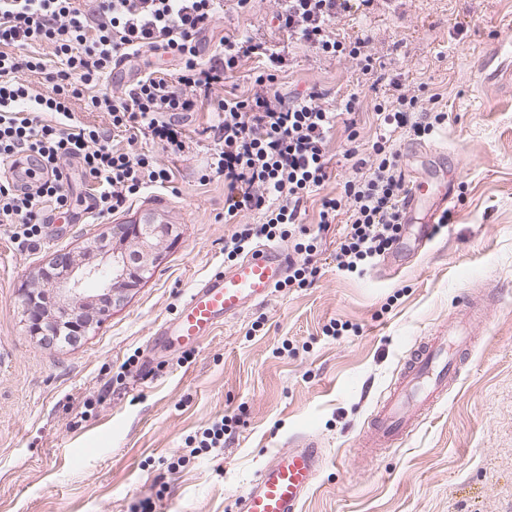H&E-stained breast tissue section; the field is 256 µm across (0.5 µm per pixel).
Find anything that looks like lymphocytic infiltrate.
Instances as JSON below:
<instances>
[{
    "instance_id": "f902f5d3",
    "label": "lymphocytic infiltrate",
    "mask_w": 512,
    "mask_h": 512,
    "mask_svg": "<svg viewBox=\"0 0 512 512\" xmlns=\"http://www.w3.org/2000/svg\"><path fill=\"white\" fill-rule=\"evenodd\" d=\"M251 0H0V163L28 154L37 168L20 180H0V227H8L17 245L35 249L43 225L67 206L73 174L88 185L92 209L103 217L123 209L147 187L165 188L171 169L153 156L115 150L113 132L148 137L173 155L190 152L184 121L197 104L213 107L215 120L206 132L219 149L209 168L227 188L226 215L247 209L262 214L259 224H244L224 243L226 257L248 249L254 238H295L289 257V283L304 286L315 278L310 257L320 231L347 210L348 231L336 257L347 271L362 270L390 252L403 222L400 196L405 175L392 135L403 130L416 139L430 136L447 115L421 109L415 98L398 95L376 106L379 132L370 158L358 146L344 152L354 177L344 184L343 198H327L317 232L301 224L309 193L329 177L326 146L337 122L357 124V94H350L343 114L326 108L314 91L286 97L270 87L247 94L228 91L212 100L214 86L233 79L240 62L256 57L279 70L284 52L250 34L227 33L219 52L200 62L201 37L224 12L249 7ZM352 8V0H278L275 18L287 40L302 41L321 53L348 54L363 74L377 67L363 41L339 39L336 21ZM47 41L61 59L48 71L43 58L17 56L22 47ZM170 54L181 62L178 75L148 72L126 86L121 95L107 86L116 62L145 52ZM47 72L46 92L31 93L20 71ZM86 97L95 111L106 113L109 127L77 121L72 101Z\"/></svg>"
}]
</instances>
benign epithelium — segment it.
Listing matches in <instances>:
<instances>
[{"instance_id":"1","label":"benign epithelium","mask_w":512,"mask_h":512,"mask_svg":"<svg viewBox=\"0 0 512 512\" xmlns=\"http://www.w3.org/2000/svg\"><path fill=\"white\" fill-rule=\"evenodd\" d=\"M178 236L176 224H123L97 237L112 242L99 251L98 263L70 256L55 261L23 293L30 332L48 340H67L76 326L89 332L109 309L127 302Z\"/></svg>"}]
</instances>
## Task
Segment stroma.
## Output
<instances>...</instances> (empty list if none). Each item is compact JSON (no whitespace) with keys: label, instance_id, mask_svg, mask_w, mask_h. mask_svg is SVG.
<instances>
[{"label":"stroma","instance_id":"stroma-1","mask_svg":"<svg viewBox=\"0 0 512 512\" xmlns=\"http://www.w3.org/2000/svg\"><path fill=\"white\" fill-rule=\"evenodd\" d=\"M276 0L228 12L204 34L211 56L227 32L264 34L285 45ZM367 36L386 81L374 82L348 56L286 45L274 82L287 95L310 87L341 109L360 100L357 143L369 154L375 106L394 90L447 112L425 141L399 131L395 150L407 181L448 172V226L399 272L338 268L347 214L323 232L305 287L274 289L198 345L158 339L188 294L224 265V240L250 210L224 216L222 178L205 177L215 149L201 136L212 115L193 113L191 153L116 138V148L154 155L174 175L130 208L155 207L179 226L154 274L73 344L48 345L24 324L21 295L57 254H86L121 209L85 220L86 185L48 225L40 246L20 250L0 229V512H232L255 472L306 435L324 450L302 512H512V0H374L338 22ZM493 58L495 75L483 71ZM336 126L327 145L330 178L305 204L315 227L324 198L353 176ZM481 297L485 318L458 382L399 446L362 461L368 430L409 351L450 326L464 298ZM343 324L328 335L331 323ZM229 418L221 450L191 453L195 437Z\"/></svg>","mask_w":512,"mask_h":512}]
</instances>
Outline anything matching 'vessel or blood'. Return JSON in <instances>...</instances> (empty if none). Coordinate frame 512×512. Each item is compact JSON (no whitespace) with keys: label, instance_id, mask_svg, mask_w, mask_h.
Masks as SVG:
<instances>
[{"label":"vessel or blood","instance_id":"vessel-or-blood-1","mask_svg":"<svg viewBox=\"0 0 512 512\" xmlns=\"http://www.w3.org/2000/svg\"><path fill=\"white\" fill-rule=\"evenodd\" d=\"M429 199L424 182L410 188L404 202L405 222L414 228V241L424 246L433 238L434 221L417 222ZM288 272V255L272 244L258 245L228 270L213 272L185 301L164 335L199 341L251 305L266 302L272 288ZM482 312L474 301L461 306L458 323L447 332L435 331L421 340L404 360L394 386L377 405L366 435L357 446L371 458L394 447L413 432L418 417L428 414L454 384L460 362L473 348L466 326ZM323 450L310 438L279 453L259 468L247 488L234 500V512H300L323 465Z\"/></svg>","mask_w":512,"mask_h":512}]
</instances>
